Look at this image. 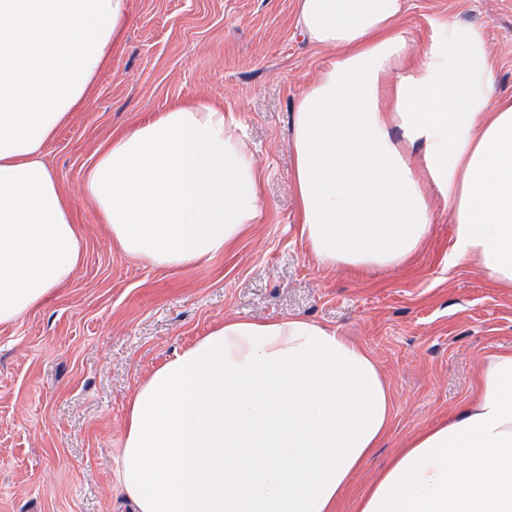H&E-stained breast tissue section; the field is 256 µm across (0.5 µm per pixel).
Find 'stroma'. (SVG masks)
<instances>
[{
  "instance_id": "stroma-1",
  "label": "stroma",
  "mask_w": 512,
  "mask_h": 512,
  "mask_svg": "<svg viewBox=\"0 0 512 512\" xmlns=\"http://www.w3.org/2000/svg\"><path fill=\"white\" fill-rule=\"evenodd\" d=\"M296 0H132L124 47L94 95L46 148L83 240L69 283L0 327V512H136L115 476L128 403L177 351L228 320L301 315L367 347L393 395V422L355 476L372 483L413 433L476 395L512 353V288L448 265L454 224L431 200V234L410 262L364 275L325 269L299 235L290 112L335 56L294 34ZM482 27L496 86L512 95V0H407L415 48L434 19ZM202 98L236 113L261 175L262 215L206 264L157 268L112 243L80 184L115 131Z\"/></svg>"
}]
</instances>
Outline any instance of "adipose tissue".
<instances>
[{
	"label": "adipose tissue",
	"mask_w": 512,
	"mask_h": 512,
	"mask_svg": "<svg viewBox=\"0 0 512 512\" xmlns=\"http://www.w3.org/2000/svg\"><path fill=\"white\" fill-rule=\"evenodd\" d=\"M406 0H297L302 39L335 60L297 97L300 237L325 268L405 265L432 195L455 224L449 266L512 288V96L480 26L434 21L415 49ZM131 0H0V326L70 280L83 242L46 144L120 49ZM82 190L113 244L179 269L223 254L262 213L235 113L195 99L112 135ZM393 398L363 345L308 318L227 320L155 369L127 410L117 479L137 512H512V354L477 395L413 434L381 475Z\"/></svg>",
	"instance_id": "ef3b65f1"
}]
</instances>
